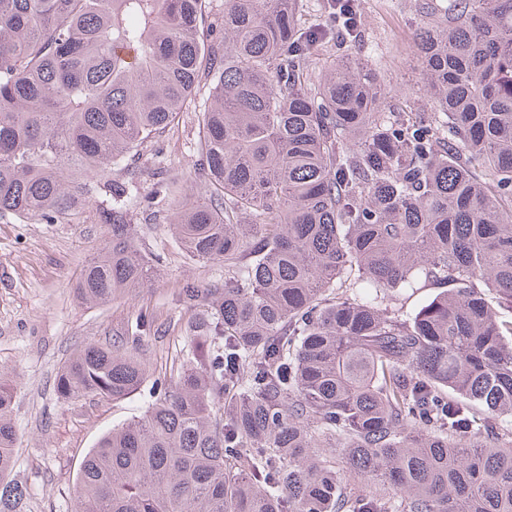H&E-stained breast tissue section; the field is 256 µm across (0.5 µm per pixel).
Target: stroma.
I'll return each instance as SVG.
<instances>
[{
    "label": "stroma",
    "instance_id": "35a3bbf8",
    "mask_svg": "<svg viewBox=\"0 0 512 512\" xmlns=\"http://www.w3.org/2000/svg\"><path fill=\"white\" fill-rule=\"evenodd\" d=\"M423 2L355 0L362 35L341 46L328 0H297L296 12L320 34L313 58L341 54L369 61L388 105L429 112L432 103L417 89ZM196 142L189 105L135 155L143 175L125 199L129 232L159 264L151 281L112 303H82L73 293L84 265L110 239L109 227L97 218L98 201L54 224L0 217V377L13 390L17 455L10 477L25 490L23 512H79L75 490L84 457L112 428L143 415L155 382L177 381L187 348L184 326L192 316L179 293L224 276L223 264L187 260L167 222L181 200L205 189ZM143 313L155 329L142 338L140 355L148 369L142 386L119 401L62 399L55 388L59 367L91 343L121 347L123 332Z\"/></svg>",
    "mask_w": 512,
    "mask_h": 512
}]
</instances>
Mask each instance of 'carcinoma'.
<instances>
[{"label": "carcinoma", "mask_w": 512, "mask_h": 512, "mask_svg": "<svg viewBox=\"0 0 512 512\" xmlns=\"http://www.w3.org/2000/svg\"><path fill=\"white\" fill-rule=\"evenodd\" d=\"M449 2L423 4L418 37L435 111L389 112L368 64L310 82L295 0H225L218 23L209 0H0V214L114 199L85 302L140 287L155 257L128 235L125 184L78 175L211 85L206 193L171 226L224 280L182 289L201 317L178 383L85 456L80 512H512V0ZM151 326L68 359L60 396L136 391ZM11 402L1 378L0 512L24 498Z\"/></svg>", "instance_id": "carcinoma-1"}]
</instances>
